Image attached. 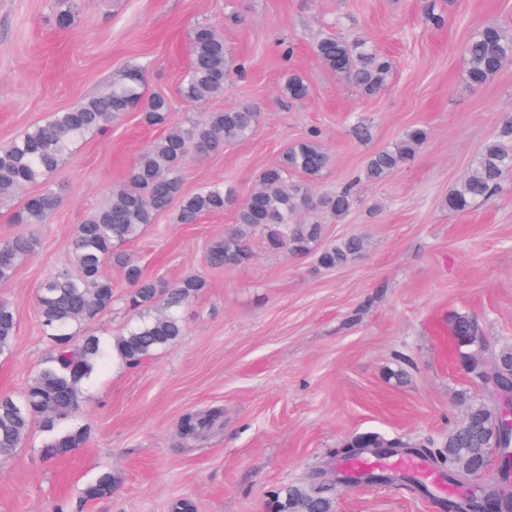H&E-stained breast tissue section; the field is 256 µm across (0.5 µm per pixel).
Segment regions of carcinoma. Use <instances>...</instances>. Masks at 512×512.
<instances>
[{
    "mask_svg": "<svg viewBox=\"0 0 512 512\" xmlns=\"http://www.w3.org/2000/svg\"><path fill=\"white\" fill-rule=\"evenodd\" d=\"M189 53L190 66L179 85V97L191 105H202L224 96L227 75L241 69L224 44V36L214 26L199 23L190 33ZM314 53L324 66L366 96L385 87L394 71L392 59L362 37L325 36L315 44ZM511 61L512 33L497 24L483 26L473 32L464 49L466 80L480 86ZM145 82L144 66L129 63L113 79L108 92L75 108L50 113L0 147L2 204L26 186L46 183L86 135L108 134L112 122L127 112L137 110L144 124L163 128V133L139 154L124 182L103 204L84 213L72 240L73 265L52 273L39 288V312L53 342L54 355L36 368L22 396L0 394L1 461L16 456L30 427L37 422L47 433L43 453L49 458L84 445L85 428H63L61 424L83 412V384L102 360L105 349L100 337L75 339L70 328L112 309L114 285L104 274L106 263L122 269L131 285L126 303L139 311L137 320L112 338L116 358L135 366L172 347L183 336L182 310L206 287L205 281L188 276L157 282L146 277L141 266L121 250L124 244L138 239L175 200H180V224H193L204 215L221 214L227 209L234 211V224L208 252L210 264L226 270L251 262L252 239L259 231L265 234L270 251L313 252L325 268L346 265L365 250V240L360 236L324 244L323 224L300 219L310 210L342 218L355 203L350 184L320 195L311 191L309 183L321 179L332 166V157L316 132L287 148L276 164L264 168L258 175V186L241 201L234 189L222 183L182 195L188 160L222 152L229 142L249 139L261 113L251 104H242L223 112H209L203 118L189 113L176 118L168 98L146 94ZM281 90L298 102L308 96L307 84L296 72L288 73ZM351 134L360 143L368 142L373 137V126L359 119L351 125ZM427 137L428 131L422 126L407 128L367 159L363 178L370 182L385 180L414 159ZM511 172L512 114L501 118L497 133L483 144L467 174L450 190L448 208L457 212L472 209ZM58 204L59 197L51 190L32 195L26 199L18 220L22 224H44ZM34 249V241L27 237L0 242V284L14 278L17 267ZM17 328L14 307L0 299V356L12 350ZM451 328L457 352L465 362L474 364L471 350L479 333L477 321L458 314ZM484 357L500 376L499 386L511 388L512 347L489 350ZM498 412L495 400L469 399L465 418L448 432L446 440L440 445L431 441L422 445L420 454L461 473L478 472L493 434H498L501 445L512 446V432L495 431ZM215 420L214 413H189L181 422L182 435L196 438ZM345 447L410 448L412 444L372 433L349 440ZM113 484L112 472L103 471L85 486L83 498L94 501L108 497ZM325 491L324 486L293 484L274 492L270 507L272 512H334L333 501ZM492 505L495 512H512V498L504 495L497 484L448 500L450 512H488Z\"/></svg>",
    "mask_w": 512,
    "mask_h": 512,
    "instance_id": "cac0c4a2",
    "label": "carcinoma"
}]
</instances>
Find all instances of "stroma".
Returning <instances> with one entry per match:
<instances>
[{
  "label": "stroma",
  "instance_id": "1",
  "mask_svg": "<svg viewBox=\"0 0 512 512\" xmlns=\"http://www.w3.org/2000/svg\"><path fill=\"white\" fill-rule=\"evenodd\" d=\"M58 6L0 0V146L104 93L131 62L145 66L148 91L169 97L174 117L183 116L190 107L178 86L189 35L206 22L223 31L243 70L204 111L249 101L262 118L250 139L189 160L184 193L221 182L246 196L263 168L316 131L334 160L321 189L359 180L355 208L326 221L325 239L359 234L368 248L348 266L324 269L314 256L260 247L250 264L227 271L210 266L206 250L233 223L232 211L196 224L159 215L129 250L147 277L205 279L183 310L184 336L136 367L105 356L84 383V446L45 458L44 434L32 426L15 459L0 464V512H176L182 500L194 512H267L273 491L317 483L319 465L353 436L445 438L464 417V398L487 395L454 347L452 318H475L493 348L512 344V175L472 210L445 204L501 116L512 113V64L479 87L463 69L476 29L512 28V0H72L65 30L55 22ZM431 8L442 24L428 20ZM327 32L369 38L391 56L386 89L362 96L322 66L312 46ZM291 70L309 87L303 101L281 92ZM353 116L370 118L371 142L351 139ZM412 125L429 131L414 162L384 182L360 180L368 156ZM159 133L132 112L109 134L87 135L50 182L60 204L46 223L14 221L33 186L0 208V241L38 243L0 285L18 318L12 350L0 356V393L20 394L50 357L37 290L71 264L84 212L124 181ZM106 272L116 300L73 326L75 336L108 343L134 319L122 271ZM189 410L220 417L185 439L177 425ZM104 470L116 477L111 496L84 500V487ZM331 496L335 512H441L436 491L403 483L337 485Z\"/></svg>",
  "mask_w": 512,
  "mask_h": 512
}]
</instances>
